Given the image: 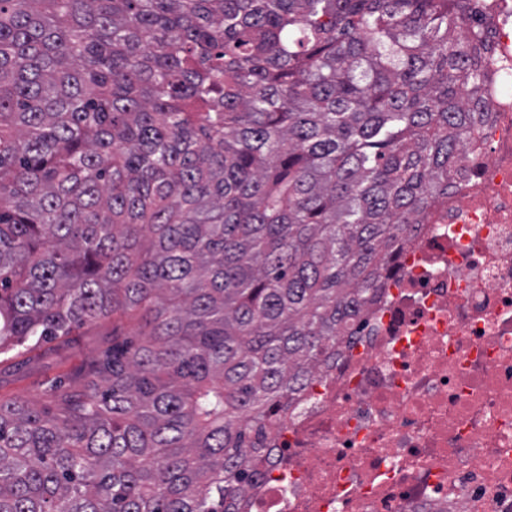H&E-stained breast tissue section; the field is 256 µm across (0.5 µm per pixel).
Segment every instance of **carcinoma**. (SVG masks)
<instances>
[{
	"mask_svg": "<svg viewBox=\"0 0 512 512\" xmlns=\"http://www.w3.org/2000/svg\"><path fill=\"white\" fill-rule=\"evenodd\" d=\"M485 0H0V355L137 318L0 399V512H244L274 425L448 196Z\"/></svg>",
	"mask_w": 512,
	"mask_h": 512,
	"instance_id": "cac0c4a2",
	"label": "carcinoma"
}]
</instances>
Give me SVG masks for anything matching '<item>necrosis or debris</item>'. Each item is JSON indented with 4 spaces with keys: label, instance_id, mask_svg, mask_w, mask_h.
Here are the masks:
<instances>
[{
    "label": "necrosis or debris",
    "instance_id": "necrosis-or-debris-1",
    "mask_svg": "<svg viewBox=\"0 0 512 512\" xmlns=\"http://www.w3.org/2000/svg\"><path fill=\"white\" fill-rule=\"evenodd\" d=\"M490 3L489 119L247 512H512V0Z\"/></svg>",
    "mask_w": 512,
    "mask_h": 512
}]
</instances>
